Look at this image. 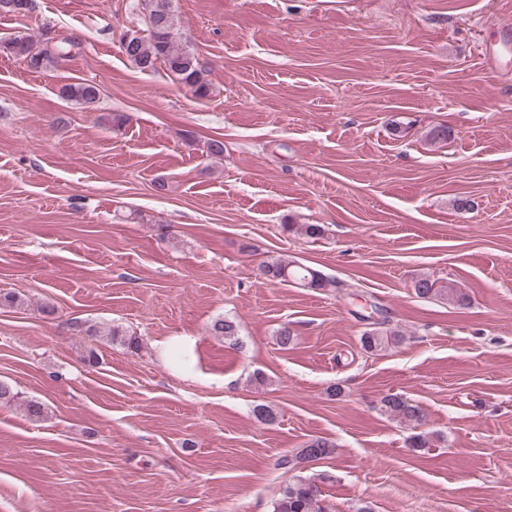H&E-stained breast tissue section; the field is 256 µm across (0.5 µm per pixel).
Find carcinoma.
<instances>
[{
  "label": "carcinoma",
  "instance_id": "obj_1",
  "mask_svg": "<svg viewBox=\"0 0 512 512\" xmlns=\"http://www.w3.org/2000/svg\"><path fill=\"white\" fill-rule=\"evenodd\" d=\"M146 15H157L156 25L152 30L137 39L133 51L127 58L143 70L156 69L160 64L178 82L188 86L195 97L204 99L211 91L209 79L210 68L200 61L198 55L190 49L187 41L179 33V21L170 9L159 11L163 0H143ZM0 52L19 59L35 71H44L55 67L66 55V47L49 40L36 44L26 35H16L0 43ZM59 93L67 100L87 105L96 102L99 96L98 85L88 80L63 85ZM264 273L273 280L291 283L307 288L348 287L343 281L328 279L317 270L305 266L296 260L274 258L266 263ZM414 293L420 298L442 297L459 307L468 305L466 294L455 288H442L438 282L421 277L413 282ZM210 332L215 336L231 339L237 336L236 324L226 318H217L210 325ZM86 335L98 338L106 336L119 340L131 350L139 348L135 336L127 335L119 325L104 326L90 324L86 326ZM405 341L402 331L390 326L386 317L371 322V327L360 336L361 348L367 353H378L394 348ZM14 405L33 420H40L45 413V406L35 399L23 398L6 383L0 382V405ZM380 411L391 419L414 430L407 439V447L421 451L437 447L440 437L435 433L419 430L426 416L421 406L405 395L395 392L386 394L380 401ZM336 445L325 438H315L305 442L293 457L284 456L278 466L293 472L292 481L280 492L272 503V512H326L322 491L316 480L303 475L305 463L318 460L334 453Z\"/></svg>",
  "mask_w": 512,
  "mask_h": 512
}]
</instances>
